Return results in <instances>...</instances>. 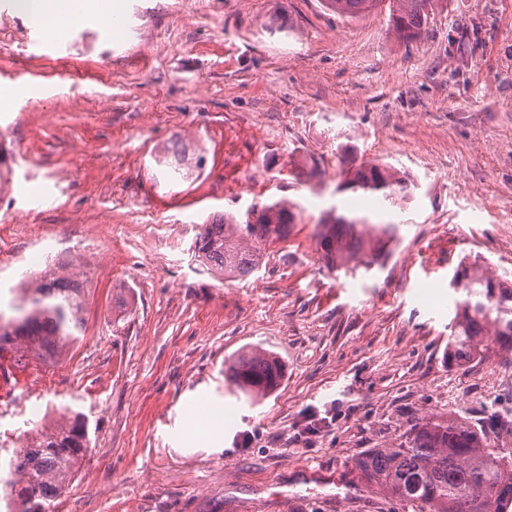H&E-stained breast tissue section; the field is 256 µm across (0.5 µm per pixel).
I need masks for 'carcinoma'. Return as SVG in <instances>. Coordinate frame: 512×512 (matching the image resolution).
I'll list each match as a JSON object with an SVG mask.
<instances>
[{"label":"carcinoma","mask_w":512,"mask_h":512,"mask_svg":"<svg viewBox=\"0 0 512 512\" xmlns=\"http://www.w3.org/2000/svg\"><path fill=\"white\" fill-rule=\"evenodd\" d=\"M387 3L390 23L405 38L420 35L437 0H326L329 10L354 16ZM406 189L387 164H362L347 172L339 192H363L396 205ZM296 204L276 200L261 206L255 222L224 219L202 224L190 250L195 261L221 279H242L264 263L262 245L288 237ZM317 245L330 269L354 275L369 271L389 254L401 225L373 224L366 217L330 212L317 224ZM461 285L447 358H484L490 345L512 352V285L473 266L459 265ZM87 293L79 274L54 266L45 269L11 298V315L0 311V350L9 346L26 356L35 351L58 363L79 339ZM284 367L269 352L252 350L227 369L225 381L249 398L263 397L280 384ZM90 444L84 418L72 410L51 428L39 429L18 458L10 481L14 512H51ZM353 469L379 493L405 503L411 512H507L512 506V462L490 448L486 433L462 416L433 413L415 418L383 448L360 454Z\"/></svg>","instance_id":"1"}]
</instances>
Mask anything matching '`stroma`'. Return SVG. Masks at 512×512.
Wrapping results in <instances>:
<instances>
[{"label": "stroma", "instance_id": "stroma-1", "mask_svg": "<svg viewBox=\"0 0 512 512\" xmlns=\"http://www.w3.org/2000/svg\"><path fill=\"white\" fill-rule=\"evenodd\" d=\"M123 4L118 31L86 23L64 52L0 13V88L35 90L0 109V300L34 225L88 290L44 388L90 435L54 512H408L352 465L427 412L512 455V353L446 358L459 262L512 280V0H442L411 41L386 11L322 0ZM176 142L203 166L168 176L155 158ZM364 162L412 196L384 266L351 277L315 233L331 209L384 220L336 191ZM281 198L295 224L260 271L224 282L193 260L199 225ZM256 348L284 378L253 401L224 373ZM213 406L220 450L186 436ZM385 0H327L329 10L340 16H354L377 8Z\"/></svg>", "mask_w": 512, "mask_h": 512}]
</instances>
